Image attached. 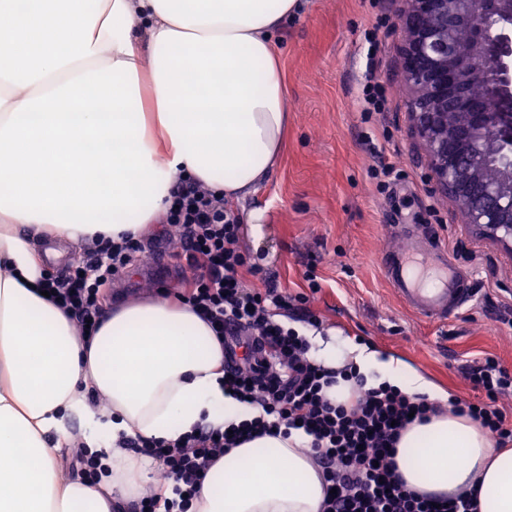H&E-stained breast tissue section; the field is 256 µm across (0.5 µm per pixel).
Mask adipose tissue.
Here are the masks:
<instances>
[{"instance_id": "1", "label": "adipose tissue", "mask_w": 512, "mask_h": 512, "mask_svg": "<svg viewBox=\"0 0 512 512\" xmlns=\"http://www.w3.org/2000/svg\"><path fill=\"white\" fill-rule=\"evenodd\" d=\"M301 0H0V512H112L154 485L124 437L176 441L256 410L229 395L224 346L191 305L155 294L112 306L81 336L43 296L48 261L85 238L145 234L180 177L241 199L278 164L291 103L274 37ZM313 355L370 383L447 402L410 365L333 336ZM77 418L109 468L60 476ZM307 435L228 450L189 512H321ZM410 491L474 487L479 512H512V448L444 412L403 431Z\"/></svg>"}]
</instances>
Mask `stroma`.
<instances>
[{
    "label": "stroma",
    "mask_w": 512,
    "mask_h": 512,
    "mask_svg": "<svg viewBox=\"0 0 512 512\" xmlns=\"http://www.w3.org/2000/svg\"><path fill=\"white\" fill-rule=\"evenodd\" d=\"M398 0H308L278 35L291 102L285 151L256 192L233 203L241 247L257 275L251 287L277 281L306 293L321 318L319 334L336 332L384 349L449 394L477 400L464 376L467 361L492 354L512 366V255L472 235L417 164L407 95L396 68ZM380 50L368 59L367 33ZM384 89L383 111L364 115L367 82ZM393 166L381 176L382 166ZM446 250L472 281L473 298L447 321L427 320L392 290L382 258L405 239ZM145 252L112 283L117 299L141 297L156 282L181 288L189 269L175 257L167 225L144 236ZM314 271L320 289L305 279Z\"/></svg>",
    "instance_id": "1"
}]
</instances>
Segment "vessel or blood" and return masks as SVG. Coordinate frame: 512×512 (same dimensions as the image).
I'll return each instance as SVG.
<instances>
[{
	"label": "vessel or blood",
	"mask_w": 512,
	"mask_h": 512,
	"mask_svg": "<svg viewBox=\"0 0 512 512\" xmlns=\"http://www.w3.org/2000/svg\"><path fill=\"white\" fill-rule=\"evenodd\" d=\"M386 275L396 295L433 322L447 320L472 299V290L443 249L426 253L408 245L391 254Z\"/></svg>",
	"instance_id": "b4317fda"
}]
</instances>
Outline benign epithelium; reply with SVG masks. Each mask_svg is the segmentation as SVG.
<instances>
[{
  "instance_id": "obj_1",
  "label": "benign epithelium",
  "mask_w": 512,
  "mask_h": 512,
  "mask_svg": "<svg viewBox=\"0 0 512 512\" xmlns=\"http://www.w3.org/2000/svg\"><path fill=\"white\" fill-rule=\"evenodd\" d=\"M398 18L418 159L472 233L511 254L512 0H401Z\"/></svg>"
}]
</instances>
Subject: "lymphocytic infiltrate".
<instances>
[{
  "label": "lymphocytic infiltrate",
  "mask_w": 512,
  "mask_h": 512,
  "mask_svg": "<svg viewBox=\"0 0 512 512\" xmlns=\"http://www.w3.org/2000/svg\"><path fill=\"white\" fill-rule=\"evenodd\" d=\"M164 222L177 232L180 255L192 272L189 289L178 293V300L191 303L217 337L248 339L243 363L225 367L224 382L258 413L232 430L199 427L168 444L127 439V448L155 463L161 477L173 484L174 499L158 493L143 496V512H187L205 471L226 451L240 440L275 436L285 429L303 430L311 438L306 450L330 489L322 512H478L473 492L440 498L406 488L395 461L400 437L411 421H427L443 405L386 383L368 386L356 369L335 372L317 363L304 333L320 325L308 294L287 292L269 280L260 288L245 285L242 225L223 194L195 180L178 179ZM142 250V242L129 237L115 242L96 236L82 259L64 274L48 277L51 301L78 329L98 324L112 281ZM278 310L291 314L294 325L275 320ZM464 371L482 398L453 396L447 405L478 421L497 447H506L512 442V418L498 399L512 395V369L488 354L467 362ZM340 380L351 385L350 403L327 395Z\"/></svg>",
  "instance_id": "f902f5d3"
}]
</instances>
